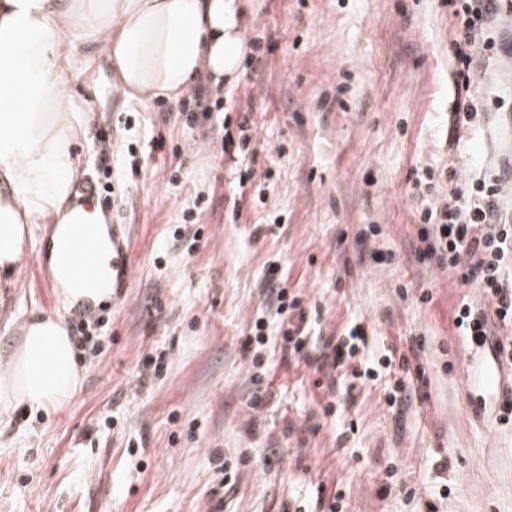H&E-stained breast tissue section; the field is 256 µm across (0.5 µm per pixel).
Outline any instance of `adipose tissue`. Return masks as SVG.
I'll use <instances>...</instances> for the list:
<instances>
[{"mask_svg":"<svg viewBox=\"0 0 512 512\" xmlns=\"http://www.w3.org/2000/svg\"><path fill=\"white\" fill-rule=\"evenodd\" d=\"M251 18L250 0H0V267L15 264L27 225L51 224L48 264L61 304L94 307L109 297L111 250L87 287L71 278L60 248L78 224L110 239L108 217L73 190L71 141L85 133L92 107L67 88L92 67L84 37L100 42L112 78L143 105L157 95L178 100L201 75L215 88L235 82ZM82 382L60 316H32L0 366V413L64 406Z\"/></svg>","mask_w":512,"mask_h":512,"instance_id":"obj_1","label":"adipose tissue"}]
</instances>
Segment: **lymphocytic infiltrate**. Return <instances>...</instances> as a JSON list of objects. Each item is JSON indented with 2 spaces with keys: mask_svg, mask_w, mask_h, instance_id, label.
Returning a JSON list of instances; mask_svg holds the SVG:
<instances>
[{
  "mask_svg": "<svg viewBox=\"0 0 512 512\" xmlns=\"http://www.w3.org/2000/svg\"><path fill=\"white\" fill-rule=\"evenodd\" d=\"M502 0H447L455 20L452 43L458 75L470 79L480 65V51L493 52L495 40L489 37L491 24L498 17ZM209 92L200 91L192 98L191 110L185 111V123L194 126L198 118L216 124L225 153L245 160L255 119L250 102L238 101L234 115L212 112ZM426 169V177L437 175ZM448 184L445 194L421 200L418 210V262L452 272L463 287L478 288L485 306L461 302L454 323L469 343L492 350L500 363L512 365V214L501 208L504 173H487L475 179H459L455 165L439 173ZM262 291L275 307L277 325H270L264 313L251 320L243 347L252 366H260L268 350H277L282 362L304 364L326 381L325 414L352 407L356 402L355 380H371L365 351L368 335L364 326L354 324L342 336L309 338L312 320L299 295L286 287V279L276 269H269ZM422 336L401 339L399 346L385 354L382 366L390 374L413 370L416 380H423L425 370L418 361L425 350Z\"/></svg>",
  "mask_w": 512,
  "mask_h": 512,
  "instance_id": "obj_1",
  "label": "lymphocytic infiltrate"
}]
</instances>
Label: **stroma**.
Segmentation results:
<instances>
[{"mask_svg": "<svg viewBox=\"0 0 512 512\" xmlns=\"http://www.w3.org/2000/svg\"><path fill=\"white\" fill-rule=\"evenodd\" d=\"M248 37L262 52L220 96L226 113L249 100L256 122L235 221L237 172L220 134L186 127L181 104L127 101L88 43L93 76L70 86L93 106L73 145L76 186L108 169L133 286L101 308L100 352L79 358L84 382L68 405L0 417V512H312L319 486L335 483L343 512H512V423L497 410L512 366L463 347L453 324L463 288L414 256L415 170L452 155L476 174L512 166V57L487 65V110L458 140L441 0H258ZM116 141L147 157L139 177L126 180ZM185 210L199 238H175ZM367 224L380 225L374 245L395 264L359 258L354 236ZM272 264L304 305H321L323 333L362 320L377 356L425 336L427 381L399 391L402 414L375 386L350 416L325 415L312 371L271 361L276 397L249 416L242 341ZM51 279L45 265L0 271V359L33 315L82 318L62 310ZM157 355L166 368L139 382ZM241 453L225 493L219 462Z\"/></svg>", "mask_w": 512, "mask_h": 512, "instance_id": "1", "label": "stroma"}]
</instances>
